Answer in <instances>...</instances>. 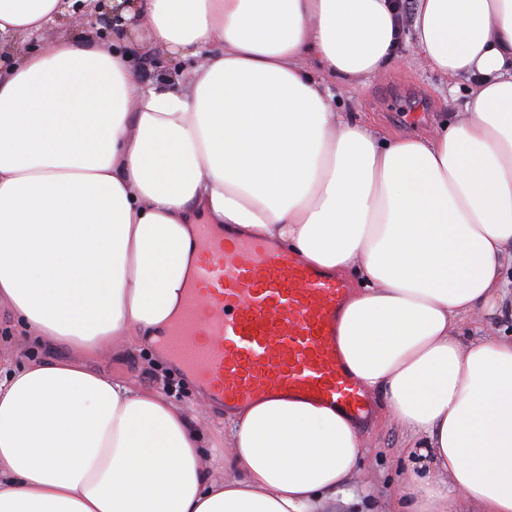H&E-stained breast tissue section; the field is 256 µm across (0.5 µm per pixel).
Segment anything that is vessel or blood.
Returning <instances> with one entry per match:
<instances>
[{
	"label": "vessel or blood",
	"mask_w": 512,
	"mask_h": 512,
	"mask_svg": "<svg viewBox=\"0 0 512 512\" xmlns=\"http://www.w3.org/2000/svg\"><path fill=\"white\" fill-rule=\"evenodd\" d=\"M201 255L166 344L225 406L276 391L359 420L369 400L335 340L347 282L273 242L200 227Z\"/></svg>",
	"instance_id": "obj_1"
}]
</instances>
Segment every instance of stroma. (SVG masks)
I'll return each instance as SVG.
<instances>
[{
    "instance_id": "1",
    "label": "stroma",
    "mask_w": 512,
    "mask_h": 512,
    "mask_svg": "<svg viewBox=\"0 0 512 512\" xmlns=\"http://www.w3.org/2000/svg\"><path fill=\"white\" fill-rule=\"evenodd\" d=\"M95 26L79 21H57L35 35L17 34L9 40L12 53L23 54L47 48L62 34L80 40L96 34ZM401 59L373 76L353 81L337 80L330 92L337 111L364 120L374 131L424 134L434 122L460 111L469 81L452 80L431 71L416 54L411 29H404ZM101 372L119 376L138 388L159 391L173 403L192 410L199 400V387L148 345L99 363ZM367 442L362 464L357 466L343 492L327 496L317 512H393L397 484L409 473L429 475L431 456L408 447L402 429L389 417L369 416L361 426Z\"/></svg>"
}]
</instances>
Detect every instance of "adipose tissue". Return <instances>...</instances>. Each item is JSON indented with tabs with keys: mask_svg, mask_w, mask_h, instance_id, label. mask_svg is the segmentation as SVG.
<instances>
[{
	"mask_svg": "<svg viewBox=\"0 0 512 512\" xmlns=\"http://www.w3.org/2000/svg\"><path fill=\"white\" fill-rule=\"evenodd\" d=\"M61 0H0V37ZM111 42L59 37L0 75V307L55 357L0 371V512H315L364 455L336 408L272 393L230 409L97 371L181 314L199 223L263 238L356 284L338 345L423 442L397 512H512V341L463 339L512 296V0H417L414 44L471 81L426 136L334 111L330 78L395 61L391 0H126ZM197 58L143 83L135 54ZM177 61L180 62V64L177 65L175 70H173V66H171L172 69L166 71L161 69V71H157L156 68L149 65L150 60H142L139 63V76L145 82L160 79L167 81L173 87H181V85L188 80L192 68L198 64L199 61L197 58L185 62L181 60Z\"/></svg>",
	"mask_w": 512,
	"mask_h": 512,
	"instance_id": "adipose-tissue-1",
	"label": "adipose tissue"
}]
</instances>
